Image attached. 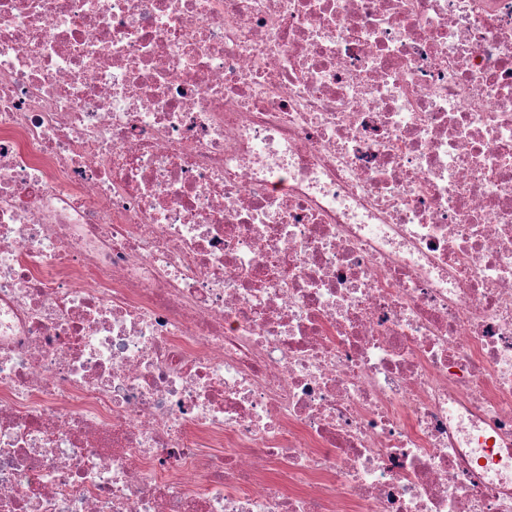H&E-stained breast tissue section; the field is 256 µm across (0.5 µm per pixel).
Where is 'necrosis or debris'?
<instances>
[{"instance_id":"1","label":"necrosis or debris","mask_w":512,"mask_h":512,"mask_svg":"<svg viewBox=\"0 0 512 512\" xmlns=\"http://www.w3.org/2000/svg\"><path fill=\"white\" fill-rule=\"evenodd\" d=\"M0 512H512V0H0Z\"/></svg>"}]
</instances>
